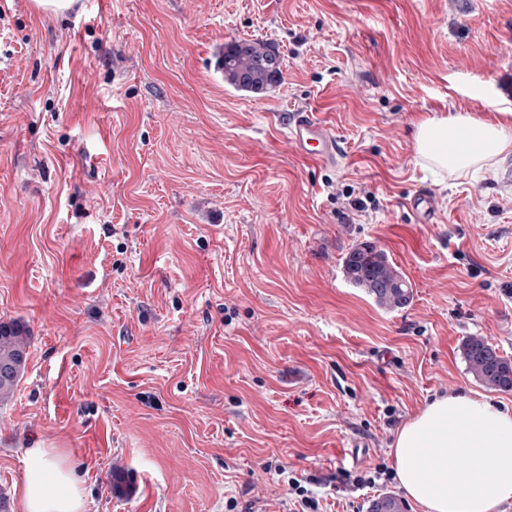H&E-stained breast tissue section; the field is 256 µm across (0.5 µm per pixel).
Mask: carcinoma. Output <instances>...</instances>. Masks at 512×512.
Listing matches in <instances>:
<instances>
[{"label": "carcinoma", "mask_w": 512, "mask_h": 512, "mask_svg": "<svg viewBox=\"0 0 512 512\" xmlns=\"http://www.w3.org/2000/svg\"><path fill=\"white\" fill-rule=\"evenodd\" d=\"M283 58L262 40H236L224 45L218 55V72L233 89L263 94L277 87L282 79ZM342 274L355 288L363 289L381 307L401 309L410 303L409 282L387 254L370 242L354 246L343 258ZM26 339L19 329L0 325V396L17 385L26 360ZM468 372L486 387L512 392V359L481 336L467 337L461 346ZM368 512H404L403 502L386 493L370 505Z\"/></svg>", "instance_id": "1"}]
</instances>
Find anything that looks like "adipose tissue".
Masks as SVG:
<instances>
[{
	"label": "adipose tissue",
	"instance_id": "1",
	"mask_svg": "<svg viewBox=\"0 0 512 512\" xmlns=\"http://www.w3.org/2000/svg\"><path fill=\"white\" fill-rule=\"evenodd\" d=\"M414 143L423 168L461 176L512 152V120L426 117L415 124ZM447 448L467 468L449 467ZM391 455L400 488L424 512H498L512 502V412L486 397L435 399L400 429ZM24 462L21 512H86L80 482L57 449H27Z\"/></svg>",
	"mask_w": 512,
	"mask_h": 512
}]
</instances>
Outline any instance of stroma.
<instances>
[{
  "mask_svg": "<svg viewBox=\"0 0 512 512\" xmlns=\"http://www.w3.org/2000/svg\"><path fill=\"white\" fill-rule=\"evenodd\" d=\"M240 39L283 56L270 93L216 72ZM306 108L342 165L290 147ZM448 112L512 113V0H0V325L28 338L0 512L37 447L87 512H282L292 477L367 512L400 487L356 477L434 398L512 409L461 355L476 335L512 357V154L422 169L413 124ZM422 191L437 223L405 206ZM361 242L406 308L344 280Z\"/></svg>",
  "mask_w": 512,
  "mask_h": 512,
  "instance_id": "35a3bbf8",
  "label": "stroma"
}]
</instances>
